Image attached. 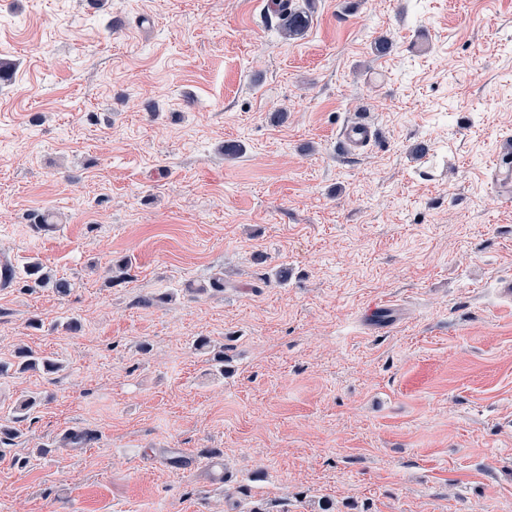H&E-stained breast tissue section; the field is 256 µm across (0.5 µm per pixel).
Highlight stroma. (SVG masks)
Masks as SVG:
<instances>
[{"label": "stroma", "instance_id": "obj_1", "mask_svg": "<svg viewBox=\"0 0 512 512\" xmlns=\"http://www.w3.org/2000/svg\"><path fill=\"white\" fill-rule=\"evenodd\" d=\"M293 4L0 0V512H512V0ZM376 128L368 119H357L344 124L338 135V145L344 153H358L366 149L376 136ZM493 179L496 188L503 196L512 194V143L505 141L493 161Z\"/></svg>", "mask_w": 512, "mask_h": 512}]
</instances>
